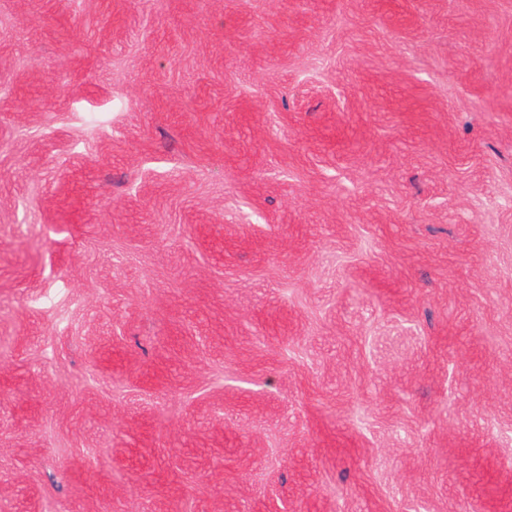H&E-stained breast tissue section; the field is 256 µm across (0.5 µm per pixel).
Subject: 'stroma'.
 <instances>
[{"instance_id":"1","label":"stroma","mask_w":512,"mask_h":512,"mask_svg":"<svg viewBox=\"0 0 512 512\" xmlns=\"http://www.w3.org/2000/svg\"><path fill=\"white\" fill-rule=\"evenodd\" d=\"M0 512H512V0H0Z\"/></svg>"}]
</instances>
